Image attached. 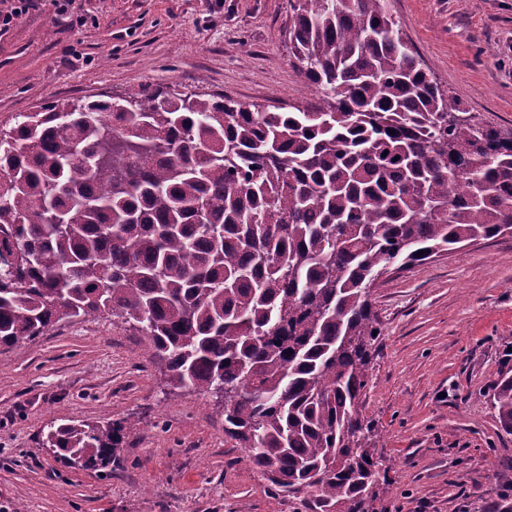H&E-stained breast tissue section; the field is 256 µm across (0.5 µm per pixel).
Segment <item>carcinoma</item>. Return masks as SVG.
I'll return each mask as SVG.
<instances>
[{
    "mask_svg": "<svg viewBox=\"0 0 512 512\" xmlns=\"http://www.w3.org/2000/svg\"><path fill=\"white\" fill-rule=\"evenodd\" d=\"M312 106L161 90L0 129V347L134 322L169 385L224 393V434L293 512H367L375 282L512 233V132L430 78L387 0H289ZM512 432V377L493 397ZM133 422L51 426L105 466Z\"/></svg>",
    "mask_w": 512,
    "mask_h": 512,
    "instance_id": "carcinoma-1",
    "label": "carcinoma"
}]
</instances>
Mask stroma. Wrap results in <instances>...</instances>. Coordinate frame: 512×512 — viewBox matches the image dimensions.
I'll use <instances>...</instances> for the list:
<instances>
[{
  "instance_id": "stroma-1",
  "label": "stroma",
  "mask_w": 512,
  "mask_h": 512,
  "mask_svg": "<svg viewBox=\"0 0 512 512\" xmlns=\"http://www.w3.org/2000/svg\"><path fill=\"white\" fill-rule=\"evenodd\" d=\"M50 0L0 33V129L26 112L133 90L265 105L317 103L289 48L287 0ZM444 91L512 130V0H388ZM381 334L363 413L387 471L373 512H496L512 433V235L479 239L376 282ZM138 422L105 468L67 466L50 425ZM0 512H292L224 435V401L168 385L130 325H58L0 349ZM493 405L502 428L512 432V377L500 380L493 397Z\"/></svg>"
}]
</instances>
